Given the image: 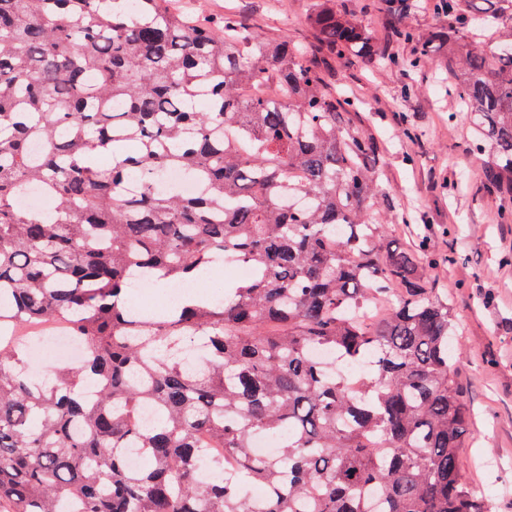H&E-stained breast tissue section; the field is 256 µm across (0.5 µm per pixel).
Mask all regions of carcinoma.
<instances>
[{
  "label": "carcinoma",
  "mask_w": 512,
  "mask_h": 512,
  "mask_svg": "<svg viewBox=\"0 0 512 512\" xmlns=\"http://www.w3.org/2000/svg\"><path fill=\"white\" fill-rule=\"evenodd\" d=\"M416 7L380 4L413 44L389 63L431 67L448 45V95L512 221V42L462 26L511 21L512 0H439L424 40L404 24ZM313 47L173 0H0V512H487L459 463L448 300L421 251L388 240L376 146L322 87L316 55L369 57L371 32L324 7ZM172 168L204 192L156 189ZM33 186L51 213L19 205ZM226 253L251 276L223 300L127 307L136 282L193 281ZM47 321L85 356L36 382L27 341ZM260 433L277 451L252 452Z\"/></svg>",
  "instance_id": "obj_1"
}]
</instances>
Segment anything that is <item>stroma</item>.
<instances>
[{
	"instance_id": "stroma-1",
	"label": "stroma",
	"mask_w": 512,
	"mask_h": 512,
	"mask_svg": "<svg viewBox=\"0 0 512 512\" xmlns=\"http://www.w3.org/2000/svg\"><path fill=\"white\" fill-rule=\"evenodd\" d=\"M327 0H188L192 11H226L258 33L312 43L311 19ZM371 30L379 49L405 54L393 42L378 0H329ZM437 65L403 72L382 60L322 58L324 84L354 102L344 125L372 137L376 176L394 203L383 217L393 238L424 246L431 286L447 295L454 320L448 349L458 356L457 381L471 408L460 450L463 470L488 512H512V223L496 218L500 201L483 186L476 146L464 112L448 95V53ZM464 251L466 261L448 262Z\"/></svg>"
}]
</instances>
